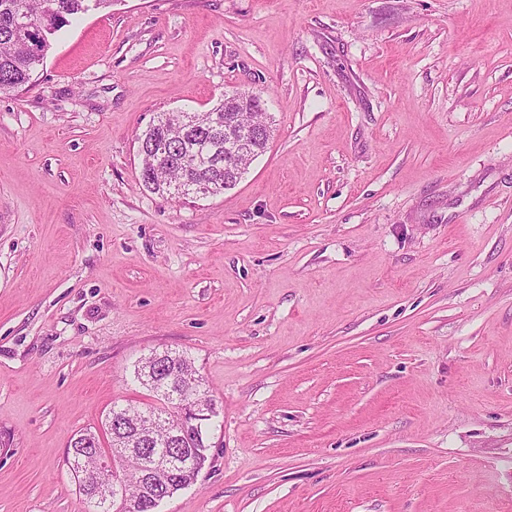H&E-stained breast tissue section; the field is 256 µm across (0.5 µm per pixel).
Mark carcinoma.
<instances>
[{
  "mask_svg": "<svg viewBox=\"0 0 512 512\" xmlns=\"http://www.w3.org/2000/svg\"><path fill=\"white\" fill-rule=\"evenodd\" d=\"M111 6L112 0H0V94L9 95L31 83L65 26L91 10ZM263 105L259 92L233 90L209 110L197 113L192 124L181 112L160 114L140 138V184L161 196L179 199L217 196L234 187L251 161L265 151L273 130L250 140L248 153L233 161L224 158V135L241 131L240 118L249 124L267 123ZM181 130L184 135L171 145V157L157 167L151 164L152 144ZM135 377L152 401L115 404L109 409L103 425L109 447L103 446L101 434L90 429L70 440L71 471L84 512H114L112 496L100 500L93 494L91 476L99 470L101 457L112 454L115 447L128 458L123 490L136 504V512H155L162 499L193 484L207 461L209 448L203 442L194 449V460L167 471L152 470L141 452L143 448H173L168 433L180 422L178 394L196 403L189 425L194 429L209 425L212 400L202 393L194 359L183 351L153 352L140 360ZM150 472L158 490L153 497L146 496L142 487L143 477Z\"/></svg>",
  "mask_w": 512,
  "mask_h": 512,
  "instance_id": "carcinoma-1",
  "label": "carcinoma"
}]
</instances>
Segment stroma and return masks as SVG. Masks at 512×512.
<instances>
[{"mask_svg": "<svg viewBox=\"0 0 512 512\" xmlns=\"http://www.w3.org/2000/svg\"><path fill=\"white\" fill-rule=\"evenodd\" d=\"M260 90L223 195L139 184L160 113ZM219 411L160 512H512V0H115L0 97V512L154 351Z\"/></svg>", "mask_w": 512, "mask_h": 512, "instance_id": "1", "label": "stroma"}]
</instances>
